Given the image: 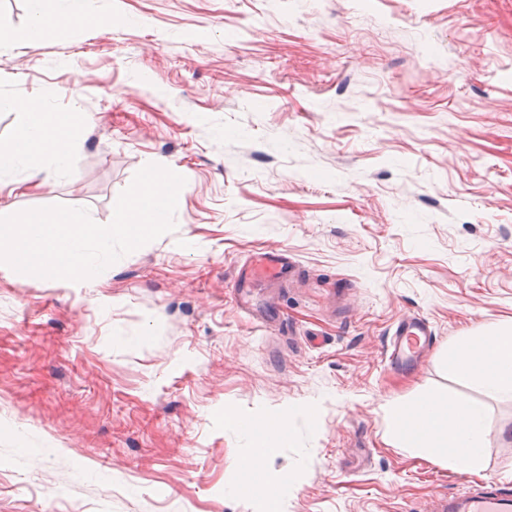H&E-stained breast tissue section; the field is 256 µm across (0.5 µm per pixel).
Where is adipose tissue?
Returning <instances> with one entry per match:
<instances>
[{
  "label": "adipose tissue",
  "mask_w": 512,
  "mask_h": 512,
  "mask_svg": "<svg viewBox=\"0 0 512 512\" xmlns=\"http://www.w3.org/2000/svg\"><path fill=\"white\" fill-rule=\"evenodd\" d=\"M32 22L25 39H40L64 22L99 24L91 0H29ZM22 112L23 121L9 146H0V191L7 189V177L25 172L28 180L39 177V162L50 157L57 171H67L72 162L75 140L84 122L81 112L66 115L45 111L31 100L0 99V109ZM442 363L448 372L463 377L484 394L495 398L512 396V326L505 325L486 336H457ZM293 410H284L270 421L231 419L230 424L253 445L246 466L256 477L255 490L269 497L271 512H281L274 495L282 482L269 473L267 461L273 448L287 442ZM494 428L483 404L462 402L431 391L391 417L390 438L398 447L426 457L441 466L467 473L483 470L492 435H505Z\"/></svg>",
  "instance_id": "ef3b65f1"
}]
</instances>
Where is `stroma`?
I'll return each instance as SVG.
<instances>
[{"label":"stroma","mask_w":512,"mask_h":512,"mask_svg":"<svg viewBox=\"0 0 512 512\" xmlns=\"http://www.w3.org/2000/svg\"><path fill=\"white\" fill-rule=\"evenodd\" d=\"M103 28L22 39L0 0V97L90 118L72 169L0 209L101 224L143 166L186 184L176 228L82 287L0 266V512H269L225 421L296 408L272 471L285 512H434L512 485L388 444L456 336L512 322V0H94ZM265 248L284 279L234 284ZM428 320L390 365L399 317Z\"/></svg>","instance_id":"1"}]
</instances>
